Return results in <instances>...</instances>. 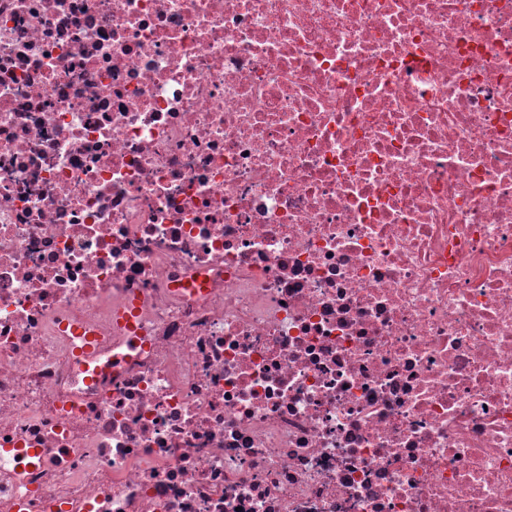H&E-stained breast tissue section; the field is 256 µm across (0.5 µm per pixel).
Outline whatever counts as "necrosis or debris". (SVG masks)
Returning <instances> with one entry per match:
<instances>
[{"mask_svg": "<svg viewBox=\"0 0 512 512\" xmlns=\"http://www.w3.org/2000/svg\"><path fill=\"white\" fill-rule=\"evenodd\" d=\"M0 512H512V0H0Z\"/></svg>", "mask_w": 512, "mask_h": 512, "instance_id": "necrosis-or-debris-1", "label": "necrosis or debris"}]
</instances>
